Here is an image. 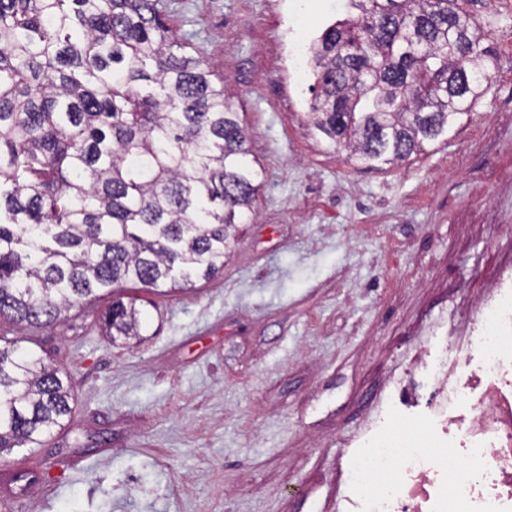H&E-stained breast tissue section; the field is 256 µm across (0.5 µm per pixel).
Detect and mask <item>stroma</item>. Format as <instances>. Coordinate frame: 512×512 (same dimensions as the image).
Returning <instances> with one entry per match:
<instances>
[{"mask_svg": "<svg viewBox=\"0 0 512 512\" xmlns=\"http://www.w3.org/2000/svg\"><path fill=\"white\" fill-rule=\"evenodd\" d=\"M209 63L264 169L222 274L114 287L34 342L71 376L75 412L0 453V512H344L349 456L434 337L512 283V0H467L498 62L447 135L369 167L310 126L312 73L289 62L347 0H160ZM135 301L141 341L100 316Z\"/></svg>", "mask_w": 512, "mask_h": 512, "instance_id": "stroma-1", "label": "stroma"}]
</instances>
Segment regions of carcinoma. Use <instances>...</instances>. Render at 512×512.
I'll use <instances>...</instances> for the list:
<instances>
[{"mask_svg":"<svg viewBox=\"0 0 512 512\" xmlns=\"http://www.w3.org/2000/svg\"><path fill=\"white\" fill-rule=\"evenodd\" d=\"M159 0H0V318L29 328L122 281L224 271L263 169ZM465 0H349L312 45L310 124L364 164L403 161L482 97L497 65ZM112 338L141 336L114 300ZM74 413L71 377L0 343V452Z\"/></svg>","mask_w":512,"mask_h":512,"instance_id":"carcinoma-1","label":"carcinoma"}]
</instances>
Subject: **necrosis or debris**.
Masks as SVG:
<instances>
[{"label":"necrosis or debris","instance_id":"necrosis-or-debris-1","mask_svg":"<svg viewBox=\"0 0 512 512\" xmlns=\"http://www.w3.org/2000/svg\"><path fill=\"white\" fill-rule=\"evenodd\" d=\"M478 333L418 355L436 398L419 435L394 438L404 397L370 428L350 459V512H512V287L475 312Z\"/></svg>","mask_w":512,"mask_h":512}]
</instances>
